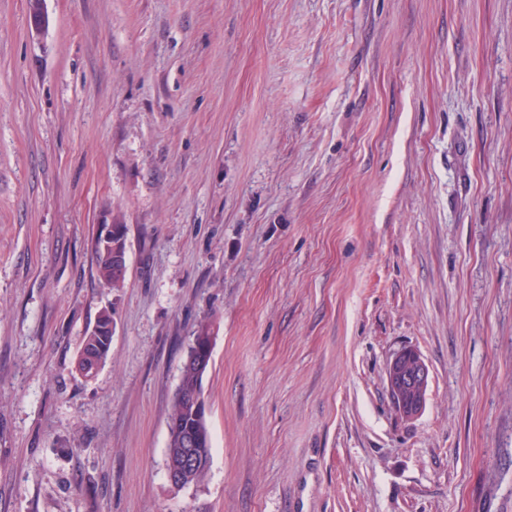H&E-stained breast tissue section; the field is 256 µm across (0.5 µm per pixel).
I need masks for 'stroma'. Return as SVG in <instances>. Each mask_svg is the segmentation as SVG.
Returning <instances> with one entry per match:
<instances>
[{
  "label": "stroma",
  "mask_w": 512,
  "mask_h": 512,
  "mask_svg": "<svg viewBox=\"0 0 512 512\" xmlns=\"http://www.w3.org/2000/svg\"><path fill=\"white\" fill-rule=\"evenodd\" d=\"M45 10L0 0V512H512V0ZM203 320L212 454L176 490ZM117 220H115V224L117 226L122 227L121 229H114L112 224V219H105L101 223H99V233L101 232V236L98 234L93 238V254L96 263V272L98 280L107 286L108 288H112V290L119 291L121 288H124L126 273H127V265L126 264H114V262H123L127 259V248H126V232L123 230L125 228L127 230V224L123 223L122 219L119 216H115ZM119 243H112L116 241L114 238H119ZM106 245L112 248V260L109 257V251L103 245V240ZM125 243L123 246L122 243ZM114 318L109 309L99 312L92 327H88L75 360V369L86 379L93 378L112 355ZM209 331V324L201 323L198 330L192 336L187 348L186 358L181 367L179 383L169 413V437L167 445V466L165 471L169 483L175 489H179L182 484L181 473L178 469L174 471L168 469L172 467H180L182 469V449L185 448L183 445L185 441L191 439L196 441V458L192 448H190L189 452L186 454L187 458H189L187 461H192L193 458H195V461L194 464L187 469H183L185 486L200 484L207 474L210 462V448H212V443L207 417L203 411H199L198 408L194 407L193 402H191L193 397L195 406L199 408L204 406L207 413L206 405L202 397L199 395L194 396V394L197 392V389L201 387L202 375L199 367L204 368L206 365L211 352L212 341L206 347L205 357L200 358L199 367L197 361L194 359V354L198 351V348H202L203 339L208 338V336L199 335L202 333L207 334ZM196 333H199L198 336H194ZM390 396L399 412L409 419L421 413L426 404L430 371L420 354L414 349H402L387 367Z\"/></svg>",
  "instance_id": "obj_1"
}]
</instances>
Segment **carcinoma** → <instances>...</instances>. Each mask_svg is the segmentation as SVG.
Here are the masks:
<instances>
[{
    "mask_svg": "<svg viewBox=\"0 0 512 512\" xmlns=\"http://www.w3.org/2000/svg\"><path fill=\"white\" fill-rule=\"evenodd\" d=\"M93 254L98 280L116 291L125 285L127 265L116 264L109 257L101 236L93 238ZM115 330L112 312L104 309L99 312L93 326L87 328L81 348L75 360V369L86 379L93 378L112 355V335ZM210 331L209 324L203 323L192 337L181 367L179 383L171 405L168 427L167 467L178 468L182 464L184 442L196 441L194 464L183 470L184 484H200L208 470L211 455V435L204 412L194 407L192 397L201 387V371L194 359L198 348L202 347L203 337Z\"/></svg>",
    "mask_w": 512,
    "mask_h": 512,
    "instance_id": "obj_1",
    "label": "carcinoma"
}]
</instances>
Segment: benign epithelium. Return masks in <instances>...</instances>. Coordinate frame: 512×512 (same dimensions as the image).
I'll list each match as a JSON object with an SVG mask.
<instances>
[{"instance_id": "obj_1", "label": "benign epithelium", "mask_w": 512, "mask_h": 512, "mask_svg": "<svg viewBox=\"0 0 512 512\" xmlns=\"http://www.w3.org/2000/svg\"><path fill=\"white\" fill-rule=\"evenodd\" d=\"M99 232L106 245L112 248V260L125 261V230L113 228L112 220L105 219L99 225ZM114 238L121 239V242H112ZM429 382V368L417 351L405 348L390 360L387 367L388 391L403 416L413 419L421 413L426 404Z\"/></svg>"}]
</instances>
